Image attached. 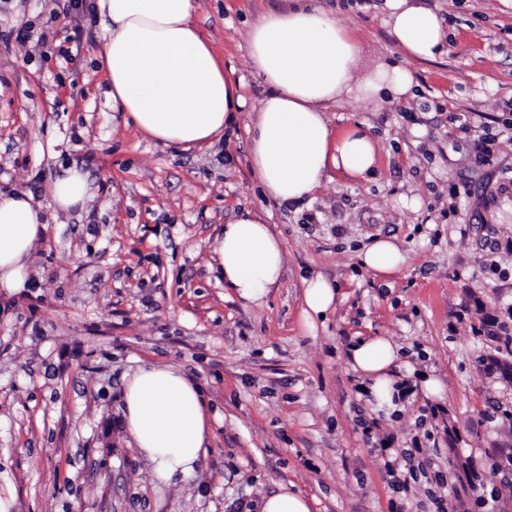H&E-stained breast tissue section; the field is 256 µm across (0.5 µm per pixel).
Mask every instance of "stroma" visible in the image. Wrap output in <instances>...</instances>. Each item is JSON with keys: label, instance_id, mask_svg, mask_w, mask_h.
I'll return each instance as SVG.
<instances>
[{"label": "stroma", "instance_id": "35a3bbf8", "mask_svg": "<svg viewBox=\"0 0 512 512\" xmlns=\"http://www.w3.org/2000/svg\"><path fill=\"white\" fill-rule=\"evenodd\" d=\"M288 3L195 0L192 23L243 105L220 142L184 150L113 110L93 0H0V191L48 203L69 166L94 187L83 208L49 214L29 288H0V491L17 512H259L288 482L312 512H435L436 494L453 512H512V7L417 0L452 28L441 59L407 62L417 98L327 109L336 131L374 136V172L328 170L311 199L284 205L251 166L267 88L247 36ZM312 3L356 30V77L404 60L384 0ZM245 209L285 246L259 305L213 270L217 236ZM379 237L406 257L383 278L359 261ZM316 276L338 298L310 330ZM370 337L399 346L393 374L413 390L389 412L350 365L349 346ZM148 363L181 367L211 412L196 475L167 485L122 426L123 382ZM424 372L440 396L421 390ZM415 447L433 465L412 474L400 455ZM392 459L407 486L386 473Z\"/></svg>", "mask_w": 512, "mask_h": 512}]
</instances>
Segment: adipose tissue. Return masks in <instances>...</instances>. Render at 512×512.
Listing matches in <instances>:
<instances>
[{
	"label": "adipose tissue",
	"mask_w": 512,
	"mask_h": 512,
	"mask_svg": "<svg viewBox=\"0 0 512 512\" xmlns=\"http://www.w3.org/2000/svg\"><path fill=\"white\" fill-rule=\"evenodd\" d=\"M284 13L264 16L249 37L256 74L268 88L252 127L251 162L266 194L298 202L315 193L328 169L363 178L376 164L377 145L366 129L334 132L326 109L345 97L369 102L412 97L417 82L407 68L386 64L364 81L354 70L359 39L353 28L293 0ZM385 24L409 57L433 60L445 52L442 21L410 0H385ZM106 19L98 60L114 109L126 122L163 145L190 149L219 141L242 105L239 82L216 59L195 29L194 0H98ZM93 192L86 175L70 167L50 189V202L25 192L0 193V288H28L30 256L47 230L48 210L84 206ZM284 244L252 212L225 225L215 247L218 273L241 300L261 304L283 275ZM361 265L378 277L397 272L405 256L379 237L361 251ZM363 391L393 406L402 391L391 371L399 359L383 337L360 339L348 350ZM124 426L134 448L160 482L196 474L206 454L211 422L200 390L174 365H145L124 386Z\"/></svg>",
	"instance_id": "1"
}]
</instances>
